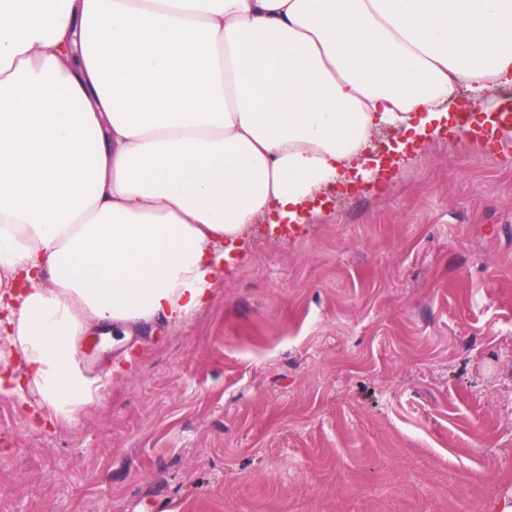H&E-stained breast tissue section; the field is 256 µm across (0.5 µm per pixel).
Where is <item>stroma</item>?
<instances>
[{"label": "stroma", "mask_w": 512, "mask_h": 512, "mask_svg": "<svg viewBox=\"0 0 512 512\" xmlns=\"http://www.w3.org/2000/svg\"><path fill=\"white\" fill-rule=\"evenodd\" d=\"M81 359L76 423L0 394V512L511 506L512 154L419 143L383 190L260 224L188 323Z\"/></svg>", "instance_id": "stroma-1"}]
</instances>
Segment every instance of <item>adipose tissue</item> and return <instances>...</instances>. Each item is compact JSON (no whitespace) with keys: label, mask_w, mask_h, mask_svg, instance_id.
I'll return each instance as SVG.
<instances>
[{"label":"adipose tissue","mask_w":512,"mask_h":512,"mask_svg":"<svg viewBox=\"0 0 512 512\" xmlns=\"http://www.w3.org/2000/svg\"><path fill=\"white\" fill-rule=\"evenodd\" d=\"M512 85V0H0V308L52 422L95 328L191 319L228 243Z\"/></svg>","instance_id":"adipose-tissue-1"}]
</instances>
